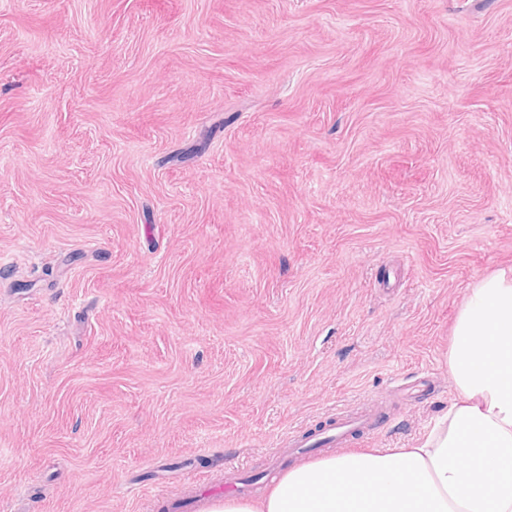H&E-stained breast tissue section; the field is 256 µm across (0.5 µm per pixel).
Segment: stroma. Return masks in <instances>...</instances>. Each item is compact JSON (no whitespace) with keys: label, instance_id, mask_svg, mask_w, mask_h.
Listing matches in <instances>:
<instances>
[{"label":"stroma","instance_id":"35a3bbf8","mask_svg":"<svg viewBox=\"0 0 512 512\" xmlns=\"http://www.w3.org/2000/svg\"><path fill=\"white\" fill-rule=\"evenodd\" d=\"M510 266L512 0H0V512L419 447ZM319 433L297 432L288 437V450L292 453L309 454L318 448H330L346 443L350 437L376 430L380 416L368 410L348 411L337 409L329 423Z\"/></svg>","mask_w":512,"mask_h":512}]
</instances>
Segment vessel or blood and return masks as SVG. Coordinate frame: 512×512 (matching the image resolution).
Wrapping results in <instances>:
<instances>
[{
	"instance_id": "1",
	"label": "vessel or blood",
	"mask_w": 512,
	"mask_h": 512,
	"mask_svg": "<svg viewBox=\"0 0 512 512\" xmlns=\"http://www.w3.org/2000/svg\"><path fill=\"white\" fill-rule=\"evenodd\" d=\"M380 425L377 413L368 410H337L321 432H297L289 436L288 446L292 452L309 454L320 448H329L346 443L354 435L376 430Z\"/></svg>"
}]
</instances>
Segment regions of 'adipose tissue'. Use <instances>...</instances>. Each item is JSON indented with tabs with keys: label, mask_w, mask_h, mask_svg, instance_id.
Instances as JSON below:
<instances>
[{
	"label": "adipose tissue",
	"mask_w": 512,
	"mask_h": 512,
	"mask_svg": "<svg viewBox=\"0 0 512 512\" xmlns=\"http://www.w3.org/2000/svg\"><path fill=\"white\" fill-rule=\"evenodd\" d=\"M452 335L455 397L421 447L330 455L205 512H512L511 267L473 284Z\"/></svg>",
	"instance_id": "obj_1"
}]
</instances>
